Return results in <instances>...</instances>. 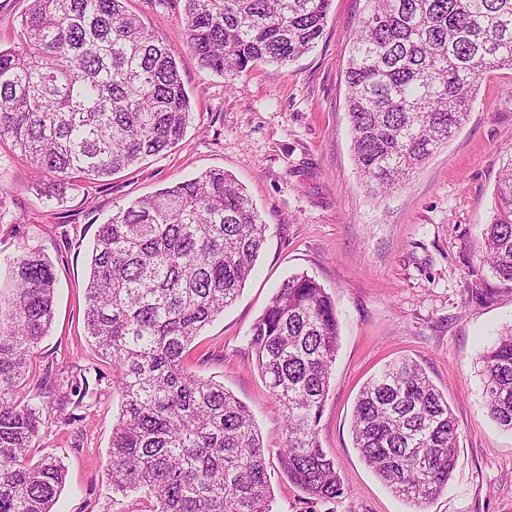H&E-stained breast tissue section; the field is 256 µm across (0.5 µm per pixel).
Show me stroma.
<instances>
[{
	"instance_id": "obj_1",
	"label": "stroma",
	"mask_w": 512,
	"mask_h": 512,
	"mask_svg": "<svg viewBox=\"0 0 512 512\" xmlns=\"http://www.w3.org/2000/svg\"><path fill=\"white\" fill-rule=\"evenodd\" d=\"M185 0H128L175 54L192 119L176 147L103 181L81 183L64 204L10 141H0V288L9 261L37 250L56 277L54 318L33 359L43 425L34 458L66 468L53 512H150L144 494H116L109 446L121 397L109 361L84 328L85 288L100 224L135 199L209 170L231 174L267 226L266 243L237 300L186 349L190 372L222 382L252 412L264 442L283 444L285 419L256 365L247 334L278 285L297 272L332 296L339 347L319 423L344 494L316 512H512V431L491 418L479 357L512 325V283L481 258L499 175L512 162V70L485 73L466 124L406 186L367 189L351 149L345 71L367 0H333L314 48L285 66L221 76L188 47ZM409 357L448 398L458 426L455 468L433 500L392 493L353 446L363 385Z\"/></svg>"
}]
</instances>
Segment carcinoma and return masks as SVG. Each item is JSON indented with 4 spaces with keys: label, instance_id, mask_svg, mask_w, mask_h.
Listing matches in <instances>:
<instances>
[{
    "label": "carcinoma",
    "instance_id": "obj_1",
    "mask_svg": "<svg viewBox=\"0 0 512 512\" xmlns=\"http://www.w3.org/2000/svg\"><path fill=\"white\" fill-rule=\"evenodd\" d=\"M127 0H30L22 43L0 49V138L58 182L107 178L175 146L190 99L171 49ZM332 0H185L199 65L233 75L285 66L314 47ZM346 70L353 152L370 191L402 187L466 122L488 71L512 70V0H368ZM266 225L228 174L208 172L137 199L100 225L85 328L112 363L122 403L108 479L143 492L153 512H273L266 447L247 406L188 372L186 347L244 288ZM481 252L512 283V163L501 173ZM0 289V512H52L61 461L30 458L42 426L25 375L53 319L55 274L40 252L10 259ZM339 319L325 288L288 277L248 343L285 413L276 450L313 503L343 494L318 438ZM488 412L512 431V327L481 355ZM354 447L395 494L418 505L448 484L458 428L448 400L413 360L394 361L360 391Z\"/></svg>",
    "mask_w": 512,
    "mask_h": 512
}]
</instances>
